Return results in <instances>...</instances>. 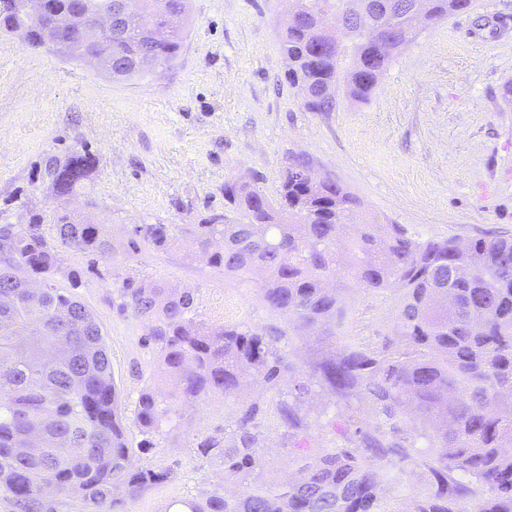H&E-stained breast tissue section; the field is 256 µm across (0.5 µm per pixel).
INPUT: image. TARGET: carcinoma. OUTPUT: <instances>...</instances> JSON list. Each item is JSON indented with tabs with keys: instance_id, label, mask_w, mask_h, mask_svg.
I'll use <instances>...</instances> for the list:
<instances>
[{
	"instance_id": "obj_1",
	"label": "carcinoma",
	"mask_w": 512,
	"mask_h": 512,
	"mask_svg": "<svg viewBox=\"0 0 512 512\" xmlns=\"http://www.w3.org/2000/svg\"><path fill=\"white\" fill-rule=\"evenodd\" d=\"M0 0V33L25 30L43 45L53 12L29 22ZM155 14L158 66L174 63L185 38V0H143ZM295 25L278 35L288 80L306 92L310 112H326L328 88L343 86L354 100L370 96L392 54L416 35L415 0H371L392 27L384 59L361 39L336 47L323 25L343 0H298ZM426 20L461 12L470 0H427ZM61 55L79 60V40ZM142 36L112 39L127 79L150 74L139 65ZM95 166L88 153L46 159L42 174L57 197L74 194ZM234 219L210 217L194 229L196 252L224 276L260 286L263 304L288 317L291 329L333 323L340 352L321 366L326 386L341 397L372 404L364 427L350 414L336 431L350 446L317 452L295 407L279 404L292 431V452L304 460L279 484H255L239 496L209 495L189 512H380L384 492L411 491L410 512H512V235L423 236L402 224H370L360 200L330 179L286 174L274 198L244 180L224 183ZM224 251L211 250L216 237ZM173 242L168 224H138L128 247L158 250ZM72 250L109 259L114 244L105 224H82L66 210L49 219L0 227V493L11 512H56L55 500L89 502L94 512H118L113 490L135 497L168 479V472L134 462L118 408L109 352L100 326L76 294L55 284L59 254ZM395 302L397 325L378 343L344 332L341 276ZM44 288L31 292L28 282ZM117 307L149 325L145 342L157 350L175 384L173 397L237 394L253 373L272 384L285 367L280 342L288 331L248 324L210 326L196 320L192 292L157 281L126 279ZM165 396L140 390L135 416L144 433L168 416ZM251 404L232 437L201 444L224 459V471L247 475L260 466L258 416ZM419 477L420 484L408 485Z\"/></svg>"
}]
</instances>
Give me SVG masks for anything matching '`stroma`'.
Masks as SVG:
<instances>
[{
  "mask_svg": "<svg viewBox=\"0 0 512 512\" xmlns=\"http://www.w3.org/2000/svg\"><path fill=\"white\" fill-rule=\"evenodd\" d=\"M291 0H188L186 37L170 67L117 81L99 68L32 49L0 35V226L65 209L106 225L115 252L106 261L63 251L58 287L94 313L120 393L123 427L142 467L167 471L161 485L123 498L121 512H175L182 501L234 494L246 483H277L296 470L278 404L288 401L316 447L332 448L338 415L374 420L368 404L341 398L318 365L338 354L335 326L289 333L290 362L277 386L247 383L235 396L176 401L158 432L143 433L139 391L159 376L146 323L117 308L126 278L193 290L198 319L213 326L282 324L257 287L225 278L191 246L192 230L224 211V184L244 178L276 196L289 162L358 197L375 224H404L424 235L512 234V0H471L467 10L421 28L391 60L371 95H338L329 112L304 107L286 78L278 34ZM90 152L85 187L54 198L42 181L46 157ZM138 224H169L168 249L130 251ZM393 305L359 289L346 293V331L373 342L391 331ZM259 403L261 466L228 476L200 446L231 433Z\"/></svg>",
  "mask_w": 512,
  "mask_h": 512,
  "instance_id": "35a3bbf8",
  "label": "stroma"
}]
</instances>
